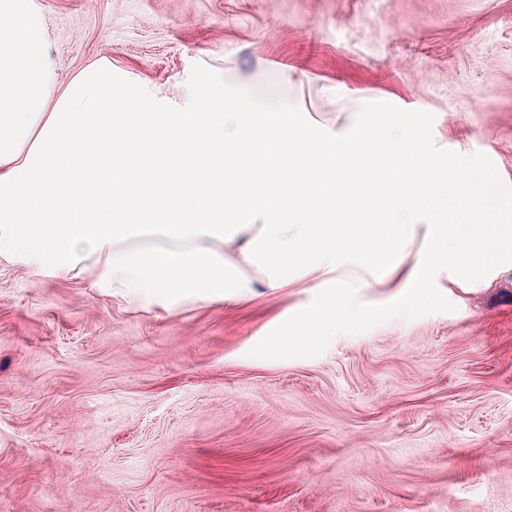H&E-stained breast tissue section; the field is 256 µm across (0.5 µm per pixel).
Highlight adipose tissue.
Segmentation results:
<instances>
[{
    "mask_svg": "<svg viewBox=\"0 0 512 512\" xmlns=\"http://www.w3.org/2000/svg\"><path fill=\"white\" fill-rule=\"evenodd\" d=\"M477 169L440 166L397 113L326 135L275 98L216 111L204 88L194 111H149L108 62L57 86L36 0H0V257L28 269L88 262L143 302L236 301L302 277L340 291L352 266L397 278L411 307L438 269L478 284L512 265V199Z\"/></svg>",
    "mask_w": 512,
    "mask_h": 512,
    "instance_id": "adipose-tissue-1",
    "label": "adipose tissue"
}]
</instances>
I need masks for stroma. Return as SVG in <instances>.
Wrapping results in <instances>:
<instances>
[{"label":"stroma","instance_id":"1","mask_svg":"<svg viewBox=\"0 0 512 512\" xmlns=\"http://www.w3.org/2000/svg\"><path fill=\"white\" fill-rule=\"evenodd\" d=\"M57 85L108 62L188 112L276 92L345 129L386 109L512 197V0H37ZM0 259V512H512V271L439 273L316 346L325 288L136 305Z\"/></svg>","mask_w":512,"mask_h":512}]
</instances>
